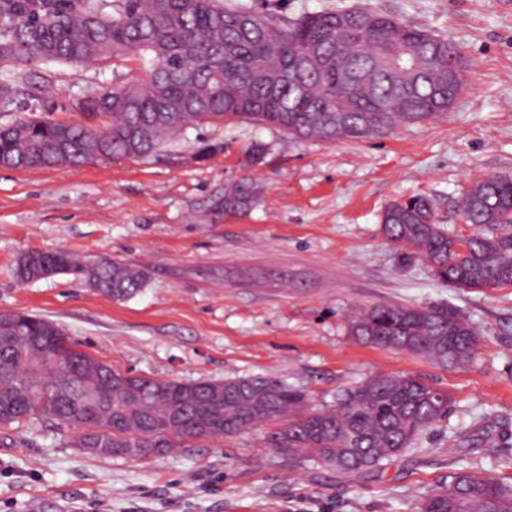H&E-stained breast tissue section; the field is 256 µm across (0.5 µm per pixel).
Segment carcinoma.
Returning <instances> with one entry per match:
<instances>
[{"label":"carcinoma","mask_w":512,"mask_h":512,"mask_svg":"<svg viewBox=\"0 0 512 512\" xmlns=\"http://www.w3.org/2000/svg\"><path fill=\"white\" fill-rule=\"evenodd\" d=\"M133 57L143 70L123 86H100L76 100L78 121L24 117L0 125V164L55 167L63 137L69 165L153 158L190 123L246 121L302 140L357 141L448 111V74L459 52L447 39L364 7L298 18L251 12L228 0H0V100L16 87L7 67L86 65ZM249 179L224 186L226 215L256 204ZM467 224L501 227L457 236L434 222L430 200L388 205L383 234L423 258L460 290L512 287V176L492 175L462 195ZM64 274L124 300L142 270L111 260L87 265L71 254L28 251L14 269L22 282ZM371 346L425 356L441 365L472 358L473 325L455 307L376 305L348 322ZM76 348L54 321L0 311V429L36 421L67 431L69 445L93 440L101 457L163 456L271 426L268 447L303 464L363 475L413 447L448 416L451 397L422 377L375 373L323 404L272 376L186 381L137 377ZM420 512H512V483L472 470L448 474Z\"/></svg>","instance_id":"1"}]
</instances>
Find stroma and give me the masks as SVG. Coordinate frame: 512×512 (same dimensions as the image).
Listing matches in <instances>:
<instances>
[{
  "label": "stroma",
  "instance_id": "obj_1",
  "mask_svg": "<svg viewBox=\"0 0 512 512\" xmlns=\"http://www.w3.org/2000/svg\"><path fill=\"white\" fill-rule=\"evenodd\" d=\"M296 17L366 5L447 38L466 89L436 119L360 141L297 140L249 122L188 127L163 160L77 167H0V311L49 318L81 349L119 371L195 380L268 374L316 402L371 374H419L451 396L448 418L375 472L349 476L294 464L267 448L266 427L164 456L101 458L32 424L0 438V512H419L449 473L512 476V287L467 291L404 259L381 231L390 203L431 199L452 233L457 200L476 179L512 175V0H243ZM0 124L28 114L75 119L92 88L137 78L132 59L93 67L19 66ZM214 145L195 157L199 141ZM267 147L261 163L247 150ZM249 178L247 215L214 208L225 185ZM29 250H63L86 264L126 262L147 275L124 301L57 275L13 274ZM452 304L479 334L473 358L442 366L365 345L351 312L378 304ZM487 424L497 446L461 448Z\"/></svg>",
  "mask_w": 512,
  "mask_h": 512
}]
</instances>
